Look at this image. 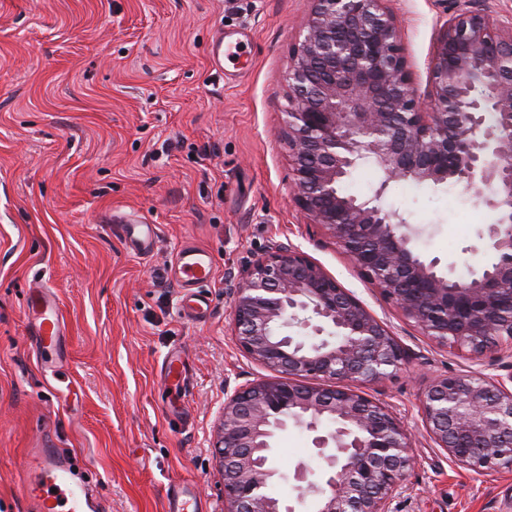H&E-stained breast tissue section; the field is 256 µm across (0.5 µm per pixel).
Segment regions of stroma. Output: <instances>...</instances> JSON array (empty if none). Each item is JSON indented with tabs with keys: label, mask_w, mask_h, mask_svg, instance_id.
<instances>
[{
	"label": "stroma",
	"mask_w": 512,
	"mask_h": 512,
	"mask_svg": "<svg viewBox=\"0 0 512 512\" xmlns=\"http://www.w3.org/2000/svg\"><path fill=\"white\" fill-rule=\"evenodd\" d=\"M420 101L436 34L460 9L512 20V0H387ZM313 0H0V512H25L29 449L75 456L111 512H166L186 484L203 512H224L213 445L224 391L269 377L231 334L243 270L278 245L302 250L357 296L408 351L362 390L410 434L413 464L393 512H512V469L476 477L437 448L421 402L439 375L477 363L423 335L292 200L281 136L290 51ZM242 45L216 74V36ZM386 207L408 218L413 246L455 275L496 219L465 185L393 181ZM111 223H102V215ZM125 220L154 225L132 252ZM215 259L204 318L183 312L170 268L183 244ZM50 287L66 324L58 374L46 372L24 314ZM181 357L184 382L165 365ZM315 435L273 438L294 499L298 469H319Z\"/></svg>",
	"instance_id": "obj_1"
}]
</instances>
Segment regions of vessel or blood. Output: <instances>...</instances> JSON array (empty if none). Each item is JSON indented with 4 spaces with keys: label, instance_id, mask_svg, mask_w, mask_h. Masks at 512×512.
I'll use <instances>...</instances> for the list:
<instances>
[{
    "label": "vessel or blood",
    "instance_id": "1",
    "mask_svg": "<svg viewBox=\"0 0 512 512\" xmlns=\"http://www.w3.org/2000/svg\"><path fill=\"white\" fill-rule=\"evenodd\" d=\"M121 232L133 250L146 252L154 230L151 225L125 222ZM214 258L204 248L186 245L176 255L174 277L179 285L201 286L214 275ZM25 315L42 351L55 349L63 332L62 315L54 293L45 287L30 289ZM71 457L53 448L33 449L21 475V489L30 512H101L100 496L72 479Z\"/></svg>",
    "mask_w": 512,
    "mask_h": 512
}]
</instances>
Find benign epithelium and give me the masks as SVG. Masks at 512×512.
Wrapping results in <instances>:
<instances>
[{
    "label": "benign epithelium",
    "instance_id": "1",
    "mask_svg": "<svg viewBox=\"0 0 512 512\" xmlns=\"http://www.w3.org/2000/svg\"><path fill=\"white\" fill-rule=\"evenodd\" d=\"M314 2L287 71L282 135L294 203L424 335L501 363L503 375L434 379L422 416L459 467L478 476L511 468L512 353L499 347L512 346V23L467 9L444 22L425 111L385 0ZM366 163L383 173L373 196L343 194L344 178ZM394 180L471 189L496 212L470 248L491 253V263L464 279L424 259L402 231L407 219L381 204ZM232 336L276 376L224 391L216 442L224 512H296L268 492L279 475L271 440L290 424L327 429L315 437L321 481L298 473L297 500L312 497L313 512H392L412 465L409 436L388 406L355 386L408 360L389 329L304 253L278 246L243 272Z\"/></svg>",
    "mask_w": 512,
    "mask_h": 512
}]
</instances>
